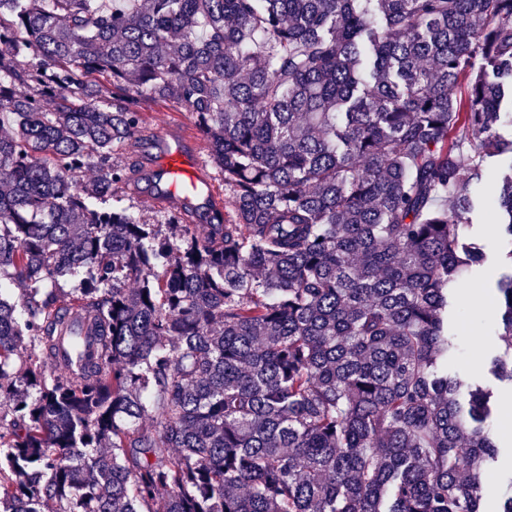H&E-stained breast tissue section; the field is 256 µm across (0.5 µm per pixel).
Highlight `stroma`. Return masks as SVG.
I'll use <instances>...</instances> for the list:
<instances>
[{"mask_svg": "<svg viewBox=\"0 0 512 512\" xmlns=\"http://www.w3.org/2000/svg\"><path fill=\"white\" fill-rule=\"evenodd\" d=\"M467 233L482 241L485 258L474 276L468 277L466 283L457 286L453 292L456 306L464 307L465 312L454 316L451 321L460 351L449 360L448 369L494 392V407L489 424L499 455L497 465L492 472L487 473L482 489L484 512H494L497 503L512 494V484L507 481L508 476L512 475V432L507 434L503 431V407L506 400L512 397V387L499 383L489 373L485 362L486 356L498 343L499 311L484 315L483 312L465 307L463 296L474 291L481 293L489 302H496L494 274L505 264L507 251L512 246L508 245L502 231L488 232L483 224L473 225Z\"/></svg>", "mask_w": 512, "mask_h": 512, "instance_id": "35a3bbf8", "label": "stroma"}]
</instances>
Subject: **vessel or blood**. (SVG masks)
<instances>
[{"mask_svg":"<svg viewBox=\"0 0 512 512\" xmlns=\"http://www.w3.org/2000/svg\"><path fill=\"white\" fill-rule=\"evenodd\" d=\"M152 140L161 142L172 138L173 147L163 149L149 170L155 187L153 203H173L186 208L221 207L215 185L202 158L197 140L173 129L151 131Z\"/></svg>","mask_w":512,"mask_h":512,"instance_id":"b4317fda","label":"vessel or blood"}]
</instances>
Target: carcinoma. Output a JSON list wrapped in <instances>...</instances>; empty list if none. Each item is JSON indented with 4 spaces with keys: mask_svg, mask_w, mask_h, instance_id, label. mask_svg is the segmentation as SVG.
Segmentation results:
<instances>
[{
    "mask_svg": "<svg viewBox=\"0 0 512 512\" xmlns=\"http://www.w3.org/2000/svg\"><path fill=\"white\" fill-rule=\"evenodd\" d=\"M141 95L232 223L109 204ZM5 119L0 512H482L492 392L448 373V306L503 161L512 241V0H0Z\"/></svg>",
    "mask_w": 512,
    "mask_h": 512,
    "instance_id": "cac0c4a2",
    "label": "carcinoma"
}]
</instances>
